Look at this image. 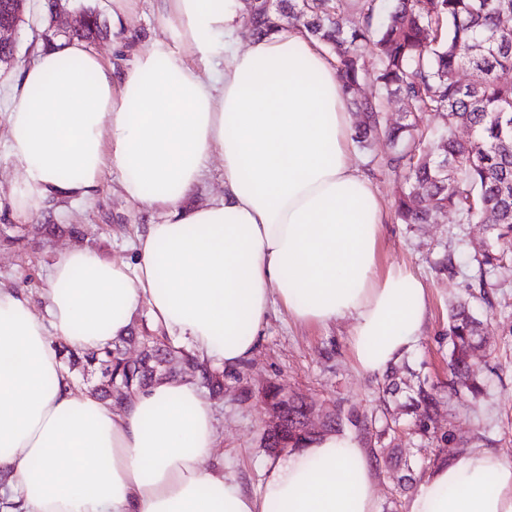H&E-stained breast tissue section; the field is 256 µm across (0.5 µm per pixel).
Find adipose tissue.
<instances>
[{
	"mask_svg": "<svg viewBox=\"0 0 512 512\" xmlns=\"http://www.w3.org/2000/svg\"><path fill=\"white\" fill-rule=\"evenodd\" d=\"M167 31L116 69L58 39L21 68L6 149L22 164L10 206L45 219L96 199L105 172L161 215L134 262L72 246L49 265L43 314L0 285V512H377L376 462L328 432L271 459L259 491L225 469L195 378L113 406L77 389L61 361L127 336L140 311L198 362L250 359L271 309L299 325L351 323L356 368L397 365L422 336L427 289L404 265L377 272L385 219L355 164L335 60L292 27L245 35L241 0H155ZM224 193L189 198L213 157ZM407 512H512V462L469 448L439 463Z\"/></svg>",
	"mask_w": 512,
	"mask_h": 512,
	"instance_id": "ef3b65f1",
	"label": "adipose tissue"
}]
</instances>
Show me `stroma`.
Instances as JSON below:
<instances>
[{"label": "stroma", "instance_id": "obj_1", "mask_svg": "<svg viewBox=\"0 0 512 512\" xmlns=\"http://www.w3.org/2000/svg\"><path fill=\"white\" fill-rule=\"evenodd\" d=\"M71 11H94L100 17L101 34L92 50L107 62L129 63L151 43L165 37L151 0H137L128 28L131 39L123 54L112 51V15L103 0H70ZM50 24L45 0H27L23 23L16 39L17 63L0 67V86L17 82L22 64L45 47L44 30ZM393 148L386 137L370 148L356 150L361 171L373 182L382 202L386 223L379 243L381 268L396 264L418 272L428 288L429 316L416 348L395 368L397 388L383 393L380 377L366 376L354 366L349 345L350 324L300 326L287 313L274 309L264 328L261 344L240 371L242 383L226 379L223 397L213 400L224 464L236 469L246 485L258 488L267 454L260 435L268 418L263 391L273 381L315 402L329 412L355 408L369 411L386 404L399 422L396 441L419 461L416 481L428 475L429 458L448 455L462 448H492L512 461V262L487 280L488 302H474L475 315L487 323L486 343L474 355L486 363V393L465 404L449 408L448 309L467 289L477 288L479 262L494 249V237L486 225L461 224L452 212L439 215L432 224H403L394 216V201L403 183L387 161ZM23 169L8 158L0 144V282L39 294L45 286V269L59 251L71 245H86L106 256L133 262L129 242L145 225L159 217L131 206L121 194L115 175H106L98 197L89 203L67 202L45 220V228L33 232L31 225L17 223L7 204L10 189ZM436 386L441 394L436 425L451 429L453 437L438 442L416 433L410 403L419 383Z\"/></svg>", "mask_w": 512, "mask_h": 512}]
</instances>
